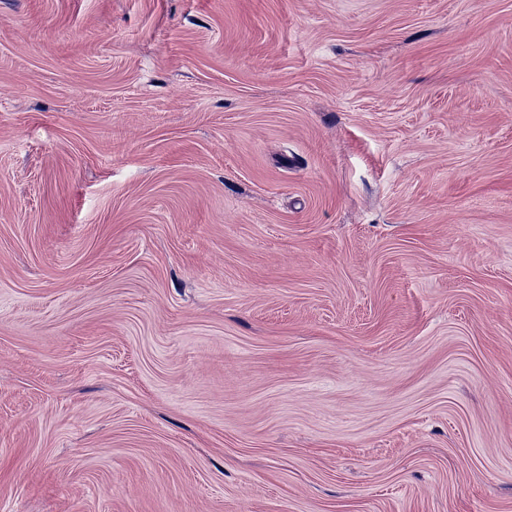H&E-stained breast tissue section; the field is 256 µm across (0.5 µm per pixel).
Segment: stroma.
Returning a JSON list of instances; mask_svg holds the SVG:
<instances>
[{
  "instance_id": "obj_1",
  "label": "stroma",
  "mask_w": 512,
  "mask_h": 512,
  "mask_svg": "<svg viewBox=\"0 0 512 512\" xmlns=\"http://www.w3.org/2000/svg\"><path fill=\"white\" fill-rule=\"evenodd\" d=\"M0 512H512V0H0Z\"/></svg>"
}]
</instances>
